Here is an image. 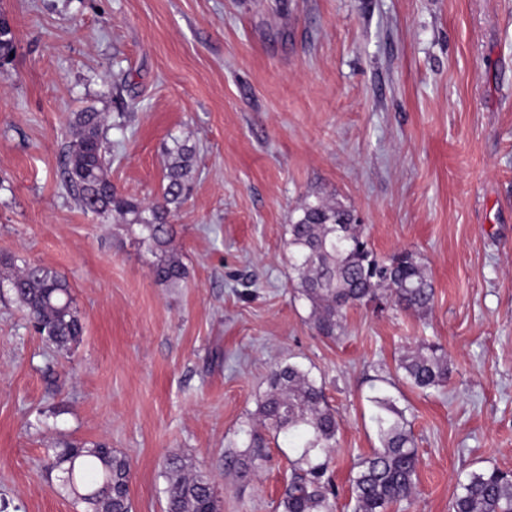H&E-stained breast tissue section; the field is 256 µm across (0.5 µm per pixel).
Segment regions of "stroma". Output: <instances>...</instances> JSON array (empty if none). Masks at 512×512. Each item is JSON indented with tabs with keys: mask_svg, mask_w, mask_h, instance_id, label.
I'll list each match as a JSON object with an SVG mask.
<instances>
[{
	"mask_svg": "<svg viewBox=\"0 0 512 512\" xmlns=\"http://www.w3.org/2000/svg\"><path fill=\"white\" fill-rule=\"evenodd\" d=\"M16 50L0 66V256L64 276L84 332L34 333L0 267V512H81L47 479V448L103 442L132 464V512H165L167 458L213 481L221 512H277L287 440L225 465L296 362L341 429L336 512L379 441L375 378L420 455L392 512H450L458 482L512 470V0H0ZM106 117L119 193H161L174 141L196 149L174 220L188 276L157 284L120 219L83 211L61 172L75 112ZM342 203L382 258L418 254L424 316L355 306L337 339L294 298L285 227ZM441 344L451 378L424 395L400 358ZM243 436L242 447L247 448L242 453H229L226 455V465L238 469L241 476H245L251 470H255L260 466V462L264 460L263 448H267L265 438L258 433L252 425H248L241 429Z\"/></svg>",
	"mask_w": 512,
	"mask_h": 512,
	"instance_id": "obj_1",
	"label": "stroma"
}]
</instances>
